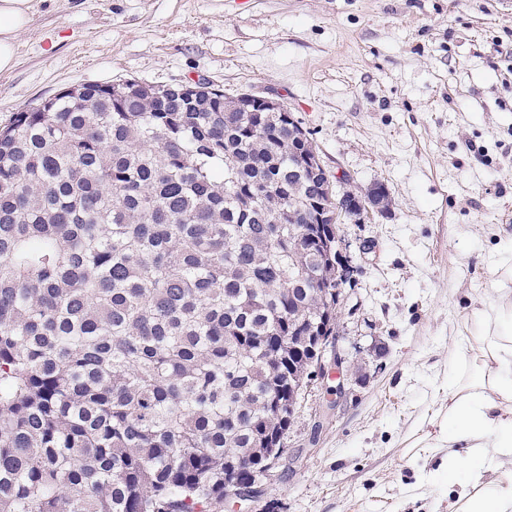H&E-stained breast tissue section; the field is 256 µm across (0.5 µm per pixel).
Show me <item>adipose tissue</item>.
<instances>
[{
  "mask_svg": "<svg viewBox=\"0 0 512 512\" xmlns=\"http://www.w3.org/2000/svg\"><path fill=\"white\" fill-rule=\"evenodd\" d=\"M32 11V0H0V72L14 67ZM496 275L495 299L452 353L437 438L448 451L429 473L454 491L455 512H512V240Z\"/></svg>",
  "mask_w": 512,
  "mask_h": 512,
  "instance_id": "1",
  "label": "adipose tissue"
}]
</instances>
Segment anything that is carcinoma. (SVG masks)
<instances>
[{"mask_svg":"<svg viewBox=\"0 0 512 512\" xmlns=\"http://www.w3.org/2000/svg\"><path fill=\"white\" fill-rule=\"evenodd\" d=\"M75 91L0 125V512H212L284 447L336 327L308 215L356 190L212 83ZM321 332L320 336L315 337V357L312 359L311 367L308 374L309 377H330L336 372V379H340L343 376V361L342 358L336 352L329 354V351H334V336H331L329 326L321 325L319 327ZM313 369V370H312Z\"/></svg>","mask_w":512,"mask_h":512,"instance_id":"1","label":"carcinoma"}]
</instances>
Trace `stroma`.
<instances>
[{
	"label": "stroma",
	"instance_id": "35a3bbf8",
	"mask_svg": "<svg viewBox=\"0 0 512 512\" xmlns=\"http://www.w3.org/2000/svg\"><path fill=\"white\" fill-rule=\"evenodd\" d=\"M0 119L61 90L203 78L283 101L325 168L386 186L384 215L340 224L336 321L350 379L288 426L275 512H448L425 483L448 356L492 294L512 236V0H32Z\"/></svg>",
	"mask_w": 512,
	"mask_h": 512
}]
</instances>
